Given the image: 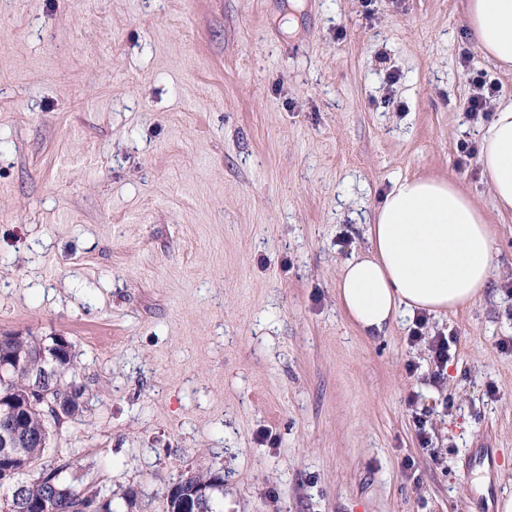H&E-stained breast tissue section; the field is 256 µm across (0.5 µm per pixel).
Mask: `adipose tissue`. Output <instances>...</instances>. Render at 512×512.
<instances>
[{
  "instance_id": "adipose-tissue-1",
  "label": "adipose tissue",
  "mask_w": 512,
  "mask_h": 512,
  "mask_svg": "<svg viewBox=\"0 0 512 512\" xmlns=\"http://www.w3.org/2000/svg\"><path fill=\"white\" fill-rule=\"evenodd\" d=\"M472 36L488 60L512 64V0H468ZM479 164L494 204L512 210V99L479 134ZM370 249L342 267L337 298L361 335H385L419 311L457 312L492 279L495 234L483 210L452 182L397 177L367 230Z\"/></svg>"
}]
</instances>
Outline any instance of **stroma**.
Returning a JSON list of instances; mask_svg holds the SVG:
<instances>
[{"mask_svg": "<svg viewBox=\"0 0 512 512\" xmlns=\"http://www.w3.org/2000/svg\"><path fill=\"white\" fill-rule=\"evenodd\" d=\"M466 0H0V336L67 337L83 483L166 512H493L512 493V212L469 118ZM495 229L489 292L375 340L336 298L395 176ZM416 374H408L407 363ZM483 466L470 468L473 449ZM450 342L454 343L452 336L438 334L429 342L430 363L433 367V380L440 383L447 374L448 361L451 358ZM223 480L216 475H208L202 470L189 471L181 480H179L170 490L167 497V512H185L187 504H193L194 512H207L206 508V489L200 488L197 492V499L194 501V489L196 486L204 484L211 488L210 512H223V505L215 500L214 492L223 486ZM194 501V502H193Z\"/></svg>", "mask_w": 512, "mask_h": 512, "instance_id": "stroma-1", "label": "stroma"}]
</instances>
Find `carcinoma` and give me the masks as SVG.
<instances>
[{"label":"carcinoma","mask_w":512,"mask_h":512,"mask_svg":"<svg viewBox=\"0 0 512 512\" xmlns=\"http://www.w3.org/2000/svg\"><path fill=\"white\" fill-rule=\"evenodd\" d=\"M73 344L64 336L52 338V344L20 334L0 336V357L18 367L0 376V401L13 408L11 420L20 427L17 447L8 451V459L0 463L14 470L5 478L8 491L0 496V512L4 502L12 499L15 485L23 486L27 502L38 506L36 512H117L115 493L92 484H81L74 461L55 457L48 459L53 430L59 424L52 420L53 407L61 404L70 415L79 412L86 393L81 367L72 352ZM55 357L50 383L41 393L29 392L31 375L43 371L47 356ZM223 480L201 470L188 472L170 490L167 512H186L194 501V489L204 484L215 492Z\"/></svg>","instance_id":"cac0c4a2"}]
</instances>
